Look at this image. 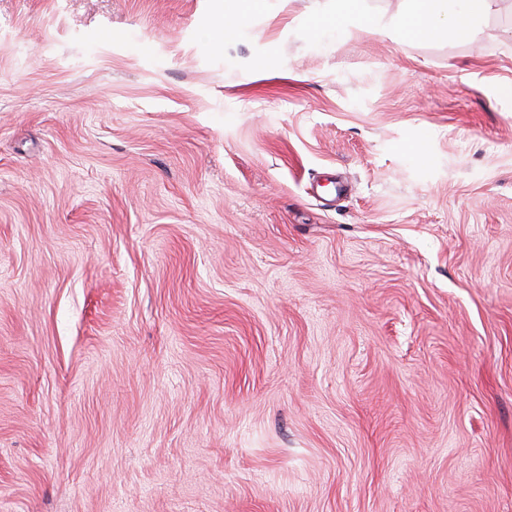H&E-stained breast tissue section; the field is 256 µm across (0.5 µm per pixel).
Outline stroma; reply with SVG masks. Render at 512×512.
I'll use <instances>...</instances> for the list:
<instances>
[{
	"mask_svg": "<svg viewBox=\"0 0 512 512\" xmlns=\"http://www.w3.org/2000/svg\"><path fill=\"white\" fill-rule=\"evenodd\" d=\"M0 0V512H512V0ZM442 0H411V13L416 21L415 31L418 35L433 31H446L451 36H459L460 24L468 28L473 17L478 15L485 0H466V6L455 12L450 18L444 16L440 9ZM444 22V23H443Z\"/></svg>",
	"mask_w": 512,
	"mask_h": 512,
	"instance_id": "35a3bbf8",
	"label": "stroma"
}]
</instances>
